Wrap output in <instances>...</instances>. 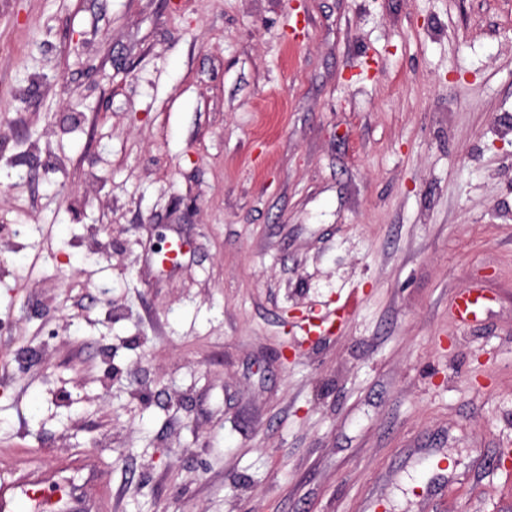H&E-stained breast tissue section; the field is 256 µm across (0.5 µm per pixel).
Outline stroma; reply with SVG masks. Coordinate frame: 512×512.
<instances>
[{"mask_svg": "<svg viewBox=\"0 0 512 512\" xmlns=\"http://www.w3.org/2000/svg\"><path fill=\"white\" fill-rule=\"evenodd\" d=\"M511 449L512 0H0V468L512 512ZM485 306L484 297L465 287L457 300L456 310L460 321L465 322L476 318Z\"/></svg>", "mask_w": 512, "mask_h": 512, "instance_id": "1", "label": "stroma"}]
</instances>
